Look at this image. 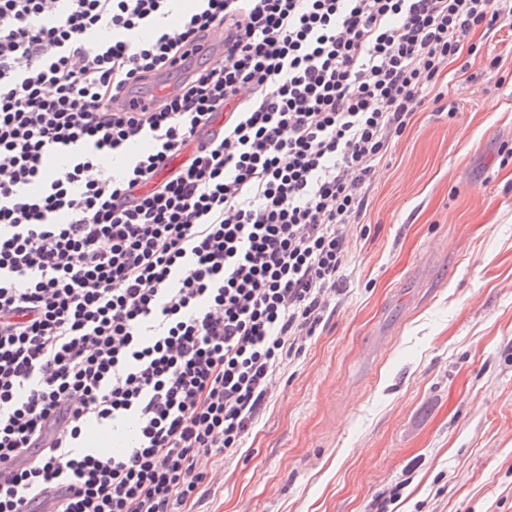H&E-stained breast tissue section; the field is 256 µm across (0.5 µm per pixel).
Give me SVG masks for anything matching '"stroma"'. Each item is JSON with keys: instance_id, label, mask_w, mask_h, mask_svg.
Masks as SVG:
<instances>
[{"instance_id": "obj_1", "label": "stroma", "mask_w": 512, "mask_h": 512, "mask_svg": "<svg viewBox=\"0 0 512 512\" xmlns=\"http://www.w3.org/2000/svg\"><path fill=\"white\" fill-rule=\"evenodd\" d=\"M375 168L322 331L205 512H512V17ZM498 70H490V59Z\"/></svg>"}]
</instances>
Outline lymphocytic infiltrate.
<instances>
[{
	"label": "lymphocytic infiltrate",
	"mask_w": 512,
	"mask_h": 512,
	"mask_svg": "<svg viewBox=\"0 0 512 512\" xmlns=\"http://www.w3.org/2000/svg\"><path fill=\"white\" fill-rule=\"evenodd\" d=\"M175 2L0 0V512H193L324 326L391 139L504 18L195 0L172 25ZM178 65L156 108L113 106ZM123 420L131 447L85 448Z\"/></svg>",
	"instance_id": "f902f5d3"
}]
</instances>
